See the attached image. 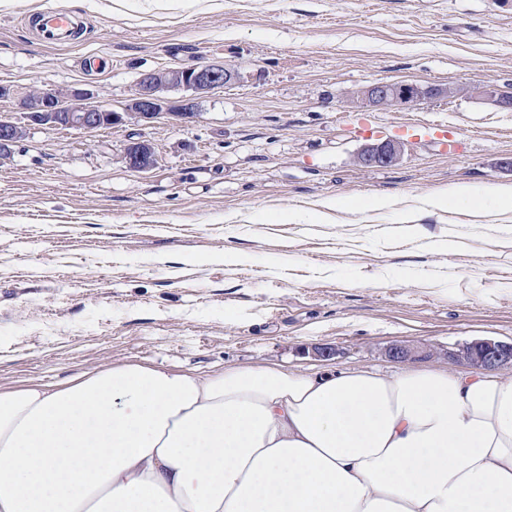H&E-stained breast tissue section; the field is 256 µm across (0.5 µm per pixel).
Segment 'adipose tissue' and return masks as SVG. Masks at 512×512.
Here are the masks:
<instances>
[{"label":"adipose tissue","instance_id":"obj_1","mask_svg":"<svg viewBox=\"0 0 512 512\" xmlns=\"http://www.w3.org/2000/svg\"><path fill=\"white\" fill-rule=\"evenodd\" d=\"M512 210L459 185L435 210ZM0 512H512V375L126 362L0 387Z\"/></svg>","mask_w":512,"mask_h":512}]
</instances>
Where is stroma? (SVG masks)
I'll return each instance as SVG.
<instances>
[{
	"instance_id": "35a3bbf8",
	"label": "stroma",
	"mask_w": 512,
	"mask_h": 512,
	"mask_svg": "<svg viewBox=\"0 0 512 512\" xmlns=\"http://www.w3.org/2000/svg\"><path fill=\"white\" fill-rule=\"evenodd\" d=\"M82 20L46 46L29 12ZM96 57L99 70L87 71ZM221 64L239 79L194 118L92 131L37 127L0 161V385L53 386L138 361L207 374L277 362L455 369L449 351L512 341V211L428 210L458 183L512 184V0H0V115L31 92L91 89L121 110L142 73ZM378 81L447 85V99L377 109L353 98ZM412 121L427 136L400 132ZM371 130L354 134L350 125ZM463 139L442 154L439 134ZM150 141L138 172L126 144ZM401 141L400 161L360 150ZM386 196V209L368 199ZM421 225L424 235L414 234ZM454 240L451 254L429 236ZM235 260H225V252ZM403 153V144L389 139L364 147L358 161L365 168H386L395 165ZM122 159L128 168L139 172L151 170L158 162L156 150L147 140L127 144L124 147Z\"/></svg>"
}]
</instances>
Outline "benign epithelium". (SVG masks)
<instances>
[{
  "instance_id": "benign-epithelium-1",
  "label": "benign epithelium",
  "mask_w": 512,
  "mask_h": 512,
  "mask_svg": "<svg viewBox=\"0 0 512 512\" xmlns=\"http://www.w3.org/2000/svg\"><path fill=\"white\" fill-rule=\"evenodd\" d=\"M237 78L236 70L216 64L146 72L141 75L133 97L121 112L94 101L93 93L80 87H72L66 92V99L74 103L66 111L61 107L62 99L58 93L45 89L22 100L23 121L5 115L0 117V159L8 158L12 147L21 140V132L33 125L92 130L120 124L127 119L147 125L163 112L175 118H191L195 116L199 96ZM171 90H180L183 95L172 100L166 96ZM452 94L449 86L423 87L405 81H380L355 92L356 97L373 107L410 105L425 99L448 98ZM475 96L488 98L502 108L512 107V97L491 87L477 88ZM402 153L403 144L389 139L364 147L358 161L365 168H386L395 165ZM122 159L128 168L139 172L151 170L158 162L156 150L147 140L127 144ZM387 353L397 362L419 356L417 349L404 344L389 346ZM450 357L473 368L512 369V342L475 340L461 345Z\"/></svg>"
}]
</instances>
